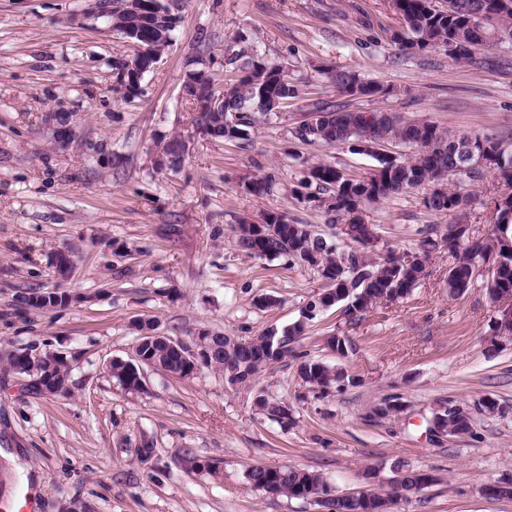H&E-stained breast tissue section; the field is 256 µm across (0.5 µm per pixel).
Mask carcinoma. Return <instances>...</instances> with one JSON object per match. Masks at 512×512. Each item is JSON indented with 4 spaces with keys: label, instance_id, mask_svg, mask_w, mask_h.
Masks as SVG:
<instances>
[{
    "label": "carcinoma",
    "instance_id": "1",
    "mask_svg": "<svg viewBox=\"0 0 512 512\" xmlns=\"http://www.w3.org/2000/svg\"><path fill=\"white\" fill-rule=\"evenodd\" d=\"M404 13L403 21L407 33L401 38L407 48L423 52L428 49H444L456 61H470L473 50L485 44V35L469 27V15L486 13L491 23L487 29L500 37L512 39V10L502 11L497 7L498 0H444L439 6L436 0H397ZM146 7L135 11L129 0H110L112 30L131 40L157 48L169 46L176 24L168 16H176L178 0H145ZM224 71L238 74L224 96V102L216 111L204 113L209 126V137L233 141L247 136V128L255 124L258 114L272 112L270 104L275 100L285 102L299 96L297 85L288 79L284 67L270 63L265 57L254 53L243 59V53L224 54ZM336 82L340 87L360 83L361 94L366 98L382 97L389 94L387 86L372 80L358 81L349 74L339 73ZM309 111L318 112L324 119L315 125L304 122L295 128V136L304 143H319L326 146L352 144L359 137L358 121L361 112L314 102ZM379 135L390 141L416 148L414 156L396 166L379 161L383 170L369 176L352 177L342 170L324 163L309 167L310 179L306 201L310 203L334 200V205L322 209L328 223L347 224L351 208L358 202L380 203L398 196L409 189L425 183L435 186L426 205L436 211L454 212L470 205L472 199L448 189L450 169L466 164L470 149L480 150V144L491 138L478 135L456 137L450 132L426 120L403 121L386 113L378 121ZM432 141L446 144V149L432 153L422 151ZM273 223H280L283 229L278 237L256 238L251 223L242 219L235 227L236 245L243 252L258 258H286L289 264L308 262L324 279H336L340 273L350 282V287L361 297L357 309H348L350 316L356 312L365 313L376 306L382 298L408 296L426 276L421 270L408 277L403 267L389 252V259L380 263L374 258L355 249H343L334 241L314 233L306 224H290L282 212H269ZM503 239L512 240V215L497 212L496 224L491 236L476 245L470 244L466 229L460 224L448 225L444 240L448 243V254L453 258V273L445 284L448 295H462L470 287L471 265L479 260L494 257L503 272L494 282H486L489 295H495L498 288L512 290V254L496 251L495 247ZM305 323L297 320L275 334L264 333L254 339L251 349L232 353L233 362L224 364L221 351H216L211 366L224 373V382L237 386L250 382L265 367L286 360L288 357L300 359L295 350L303 338ZM141 354L154 365L170 370L185 378L190 373L163 344L142 346ZM301 380L313 389L336 388L346 379L344 371L321 361L301 359L298 366ZM112 379L130 391L135 388L137 374L119 361L112 364ZM262 415L281 423L287 418L284 403L263 398ZM445 425L448 433L460 435L472 429L471 415L465 411L448 412ZM401 481L394 490L398 498L409 501L412 489L419 487L423 480L422 471L408 468L404 464L396 466ZM250 483L271 495H286L292 498H306L308 493L327 488L323 477L313 471L296 467L256 466L248 473ZM335 512H372L370 503L350 498H336L332 502Z\"/></svg>",
    "mask_w": 512,
    "mask_h": 512
}]
</instances>
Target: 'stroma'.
<instances>
[{
	"instance_id": "35a3bbf8",
	"label": "stroma",
	"mask_w": 512,
	"mask_h": 512,
	"mask_svg": "<svg viewBox=\"0 0 512 512\" xmlns=\"http://www.w3.org/2000/svg\"><path fill=\"white\" fill-rule=\"evenodd\" d=\"M179 14L171 46L126 102L115 91V63L133 48L86 0H0V350L47 346L71 361L69 391L56 397L33 395L23 377L0 369V512H14L25 495L39 512H61L74 499L94 512H316L309 499L255 489L248 470L304 468L352 494L373 465L374 490L384 494L400 462L434 480L395 512H512V501L484 494L485 485L512 480V341L489 342L498 305L484 276L449 297L446 243L405 299L353 321L338 304L311 321L298 353L346 369L354 385L314 391L294 359L234 388L210 368L185 379L149 369L144 390L129 393L106 371L110 360L130 359L138 319L188 344L201 329L248 339L296 321L322 279L240 251L234 226L276 210L332 236L323 212L293 187L315 163L356 176L378 166L343 145L300 142L294 131L307 106L343 103L456 136L503 138L512 134V41L476 64L442 50L404 51L389 0H181ZM233 44L285 67L300 96L260 117L245 139L224 141L196 132L182 84L200 69L223 83ZM339 71L395 93L346 96L333 81ZM51 112L74 127L70 147L56 145ZM174 136L186 140L185 153L157 168L158 143ZM267 174L272 193L246 191ZM450 185L477 198L464 214L429 209L427 185L364 207V223L379 235L376 252H414L416 231L427 225L462 222L491 234L493 175ZM60 251L72 259L63 278L53 265ZM57 288L70 303L14 315L19 295ZM264 296L276 305L259 307ZM333 334L349 339L347 355L328 348ZM260 393L287 405L288 423L255 410ZM392 397L402 410L375 416ZM487 397L499 411L481 409ZM449 403L469 410L473 436L431 439L429 421ZM145 445L153 450L147 461L138 453ZM188 455L221 470L187 471ZM18 461L40 485L23 490Z\"/></svg>"
}]
</instances>
